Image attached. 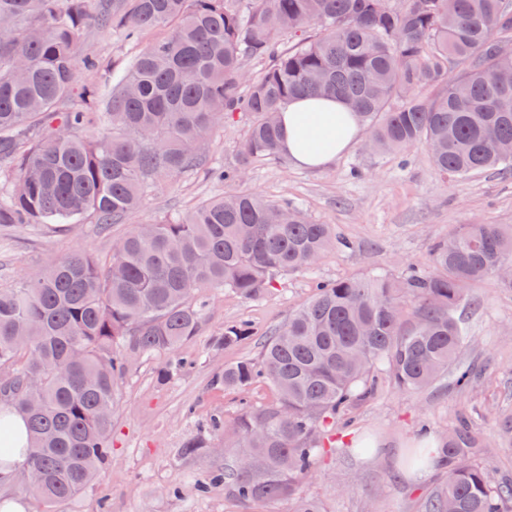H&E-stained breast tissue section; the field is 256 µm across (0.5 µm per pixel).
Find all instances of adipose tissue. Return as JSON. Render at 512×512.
Instances as JSON below:
<instances>
[{"instance_id":"adipose-tissue-1","label":"adipose tissue","mask_w":512,"mask_h":512,"mask_svg":"<svg viewBox=\"0 0 512 512\" xmlns=\"http://www.w3.org/2000/svg\"><path fill=\"white\" fill-rule=\"evenodd\" d=\"M363 136L361 127L340 100L298 98L291 101L281 116L280 151L296 165L325 168L336 157L351 150ZM0 414L10 422V433L0 439L7 453L0 460V480L10 481L25 457L26 427L22 416L7 404H0Z\"/></svg>"}]
</instances>
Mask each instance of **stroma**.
I'll return each mask as SVG.
<instances>
[{
	"instance_id": "35a3bbf8",
	"label": "stroma",
	"mask_w": 512,
	"mask_h": 512,
	"mask_svg": "<svg viewBox=\"0 0 512 512\" xmlns=\"http://www.w3.org/2000/svg\"><path fill=\"white\" fill-rule=\"evenodd\" d=\"M82 40L85 50L118 68L140 50L93 24ZM410 155L404 166L400 154H375L360 144L323 169L272 158L252 165L234 186L185 173L148 194L143 210L126 224L106 228L88 218L53 230L33 224L0 228V288L19 287L76 252L108 264L113 241L134 225L236 189L294 199L312 220L336 225L348 241L316 265L276 277L260 298L220 290L198 296L203 315L196 335L172 354L139 359L119 379L112 452L86 489L55 512H292L288 499L258 506L240 502L224 485L205 495L195 490L198 478L231 461L212 419L232 422L242 406L258 408L275 397L262 383L225 389V364L260 362L266 333L307 302L317 282L379 272L399 276L410 266L427 265L433 244L452 226L478 220L512 225V170L451 179L433 167L424 148H412ZM470 295L473 306L461 311L467 334L461 360L482 366V377L464 390L447 377L423 392L402 390L386 378L375 395L354 402L348 434L370 438L374 452L361 456L337 445L303 480L302 494L322 503L325 512H422L448 470L435 463L413 471L406 459L422 432L438 441L463 420L478 437L473 462L486 469L491 483H512V288L484 280ZM228 324L248 325L252 334L233 348L214 349ZM172 359L180 368L159 381V367ZM193 437L202 438L206 450L183 455Z\"/></svg>"
}]
</instances>
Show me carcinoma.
I'll return each instance as SVG.
<instances>
[{"label": "carcinoma", "instance_id": "1", "mask_svg": "<svg viewBox=\"0 0 512 512\" xmlns=\"http://www.w3.org/2000/svg\"><path fill=\"white\" fill-rule=\"evenodd\" d=\"M132 40L161 28L106 97L77 80L97 71L81 46L85 23ZM0 226L123 224L153 189L194 169L236 182L279 155L289 101L326 96L355 112L366 147L424 146L436 169L463 179L512 169V0H0ZM265 62L251 72L247 62ZM228 112L248 128L238 163L204 146ZM89 130L79 138L74 130ZM347 241L288 199L248 191L210 197L184 214L138 224L112 248L108 270L89 255L55 261L18 288H0V401L27 423L31 472L23 488L47 508L81 494L111 449L118 379L143 356L171 353L196 334L193 296L224 289L257 299L281 273L308 268ZM512 226L459 224L434 243L427 268L318 282L272 328L261 362L224 367V388L265 382L268 405L242 408L224 453L233 464L199 478L246 502L288 498L292 512H324L299 493L349 407L377 391L384 366L404 390L458 363V317L471 286L512 278ZM251 336L224 327L215 347ZM461 422L442 443L448 480L426 512H512V484L491 485L469 460Z\"/></svg>", "mask_w": 512, "mask_h": 512}]
</instances>
